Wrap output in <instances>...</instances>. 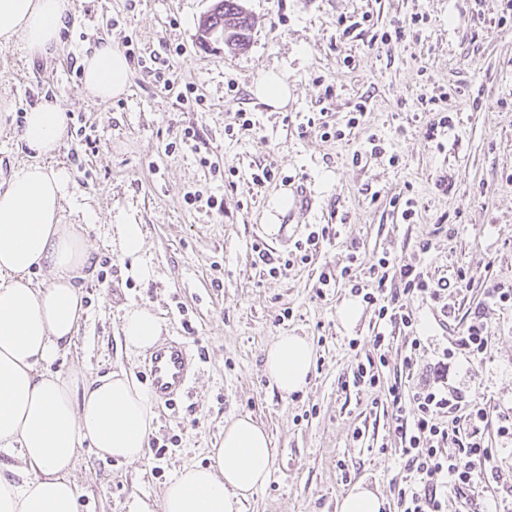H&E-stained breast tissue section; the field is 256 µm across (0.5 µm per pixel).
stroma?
<instances>
[{"label": "stroma", "mask_w": 512, "mask_h": 512, "mask_svg": "<svg viewBox=\"0 0 512 512\" xmlns=\"http://www.w3.org/2000/svg\"><path fill=\"white\" fill-rule=\"evenodd\" d=\"M214 0H73L61 32L63 52L28 59L20 46L0 47V177L26 157L19 139L24 116L58 98L69 128L54 158L72 177L64 221L77 225L91 266L80 282L84 314L72 344L53 365L67 377H100L123 369L148 386L145 354L125 349V310H153L163 339L181 337L199 358L187 393L155 402L145 456L136 463L82 448L72 472L78 512H129L134 499L159 506L165 486L185 466H211L233 418L262 424L273 448L269 482L243 512H337L339 499L364 482L396 512L393 479L400 451L389 432L386 386L402 374L408 336L391 337L380 387H354L352 371L372 355L374 315L363 308L352 327L338 310L350 286L318 289L320 270L362 264L381 252L416 258L431 238L424 264L433 277L466 275L452 292L461 314L484 300L496 281L512 280V21L498 25L501 0H243L254 17L242 49L202 47L198 21ZM369 22H362V15ZM426 21L397 44L379 36L414 15ZM143 48L131 62L127 92L109 101L88 94L79 64L88 43ZM285 75L291 96L271 111L251 92L259 71ZM194 86L192 100L180 99ZM454 123L430 140L422 97ZM366 111L343 139L322 140L307 119L343 127L358 102ZM250 113L253 132L231 140L225 127ZM201 137L188 140L185 129ZM380 138L385 152L353 163L354 152ZM397 155L389 164V155ZM271 166L274 180L257 187L251 175ZM449 172L454 185L436 189ZM306 187L310 213L295 215L287 236H271L268 203ZM199 193L187 204V193ZM223 199V211L207 206ZM413 197L418 214L407 224L392 202ZM458 225L455 237L431 236L433 224ZM116 224H138L149 280L132 277L131 258L110 242ZM332 224L314 262L272 276L252 258L254 242L288 253L311 227ZM421 348L417 374L441 359L464 320L441 324L440 302L410 298ZM488 348L478 358L456 356L449 381L469 399L498 413L512 409V307L486 312ZM284 333L308 337L315 356L305 389L281 398L264 373V350ZM489 463L499 481L476 488L479 507L512 512V439L489 425Z\"/></svg>", "instance_id": "1"}]
</instances>
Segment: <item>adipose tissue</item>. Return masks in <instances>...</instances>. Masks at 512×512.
<instances>
[{
    "label": "adipose tissue",
    "mask_w": 512,
    "mask_h": 512,
    "mask_svg": "<svg viewBox=\"0 0 512 512\" xmlns=\"http://www.w3.org/2000/svg\"><path fill=\"white\" fill-rule=\"evenodd\" d=\"M72 0H0V45L19 44L29 58L60 52V32ZM85 89L110 100L126 92L129 65L103 40L80 61ZM65 132L59 100L27 112L23 140L34 154L0 182V449L16 452L18 466L0 474V512H77L70 475L82 444L127 463L141 460L154 428L150 393L125 372L97 379L64 378L51 370L76 334L83 313L78 281L89 265L81 238L63 224L71 175L47 167ZM133 258L131 273L154 275L142 260L140 225L120 224L112 239ZM48 284L34 283V268ZM131 350L153 347L162 323L146 307L129 308L121 326ZM264 372L282 396L302 390L311 374L313 348L306 337H275L264 353ZM210 467L186 466L166 485L161 512H241L268 482L273 451L266 429L252 417L233 419Z\"/></svg>",
    "instance_id": "obj_1"
}]
</instances>
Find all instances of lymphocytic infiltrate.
<instances>
[{
    "instance_id": "1",
    "label": "lymphocytic infiltrate",
    "mask_w": 512,
    "mask_h": 512,
    "mask_svg": "<svg viewBox=\"0 0 512 512\" xmlns=\"http://www.w3.org/2000/svg\"><path fill=\"white\" fill-rule=\"evenodd\" d=\"M330 237L331 227L325 224L296 241L293 256H274L260 242L254 243L252 250L273 276L297 264H310L321 243ZM340 278L374 309V350L384 351L386 330L411 336L412 352L404 357L403 368L407 376H414L413 352L421 343L414 336L417 320L406 300L417 293L427 294L441 301L444 318L454 317L456 307L447 301L450 281L432 279L423 267L397 262L387 252L372 262L368 277H361L357 266L351 264L341 269ZM387 395L394 409L393 432L406 458L405 473L395 482L397 512H445V493L438 478H445L458 495H466L476 487L477 465L493 457L494 451L485 440L489 412L481 404L467 400L462 390L426 383L408 394L397 380L388 386Z\"/></svg>"
}]
</instances>
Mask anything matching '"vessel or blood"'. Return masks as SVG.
<instances>
[{"instance_id": "obj_1", "label": "vessel or blood", "mask_w": 512, "mask_h": 512, "mask_svg": "<svg viewBox=\"0 0 512 512\" xmlns=\"http://www.w3.org/2000/svg\"><path fill=\"white\" fill-rule=\"evenodd\" d=\"M199 362L189 345L173 338L150 354L146 370L155 396L168 402L185 392Z\"/></svg>"}]
</instances>
